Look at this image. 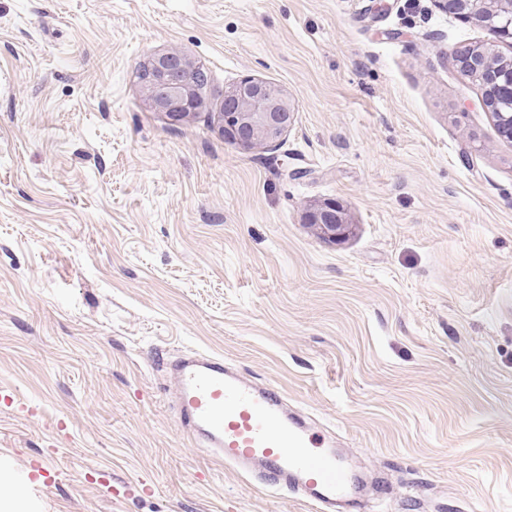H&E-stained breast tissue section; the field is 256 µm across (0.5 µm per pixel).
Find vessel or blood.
<instances>
[{
    "mask_svg": "<svg viewBox=\"0 0 512 512\" xmlns=\"http://www.w3.org/2000/svg\"><path fill=\"white\" fill-rule=\"evenodd\" d=\"M181 425L195 447L265 488L286 490L314 512L351 500L357 479L273 386H258L223 358L189 353L173 361Z\"/></svg>",
    "mask_w": 512,
    "mask_h": 512,
    "instance_id": "obj_1",
    "label": "vessel or blood"
}]
</instances>
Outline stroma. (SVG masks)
I'll return each mask as SVG.
<instances>
[{
    "mask_svg": "<svg viewBox=\"0 0 512 512\" xmlns=\"http://www.w3.org/2000/svg\"><path fill=\"white\" fill-rule=\"evenodd\" d=\"M435 0H0V464L18 512H311L193 447L215 355L386 473L373 512H512V143ZM210 75L172 125L139 74ZM291 96L266 148L224 91ZM340 201L332 241L305 207ZM224 110L218 113L222 135L244 150L274 143L292 126L296 112L287 94L253 77L224 91Z\"/></svg>",
    "mask_w": 512,
    "mask_h": 512,
    "instance_id": "stroma-1",
    "label": "stroma"
}]
</instances>
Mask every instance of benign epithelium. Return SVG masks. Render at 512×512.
I'll return each instance as SVG.
<instances>
[{
	"instance_id": "benign-epithelium-1",
	"label": "benign epithelium",
	"mask_w": 512,
	"mask_h": 512,
	"mask_svg": "<svg viewBox=\"0 0 512 512\" xmlns=\"http://www.w3.org/2000/svg\"><path fill=\"white\" fill-rule=\"evenodd\" d=\"M446 12L484 27L501 42L512 44V0H440ZM156 79L142 84L152 109L170 122L182 124L205 107L193 73L201 66L176 49L150 58ZM459 70L481 86L483 102L496 117L500 135L512 141V58L498 65L487 53L471 48L456 51ZM295 105L287 94L266 81L244 77L224 91V111L219 113L222 135L244 150L266 146L278 140L292 126ZM304 222L327 238L342 239L348 224L335 203L311 205Z\"/></svg>"
}]
</instances>
